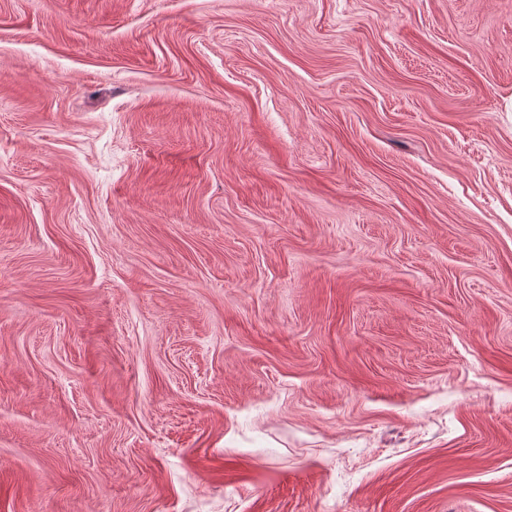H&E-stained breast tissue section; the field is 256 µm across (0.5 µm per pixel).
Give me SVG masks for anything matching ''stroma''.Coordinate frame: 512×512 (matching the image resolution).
Wrapping results in <instances>:
<instances>
[{
	"label": "stroma",
	"instance_id": "35a3bbf8",
	"mask_svg": "<svg viewBox=\"0 0 512 512\" xmlns=\"http://www.w3.org/2000/svg\"><path fill=\"white\" fill-rule=\"evenodd\" d=\"M0 512H512V0H0Z\"/></svg>",
	"mask_w": 512,
	"mask_h": 512
}]
</instances>
